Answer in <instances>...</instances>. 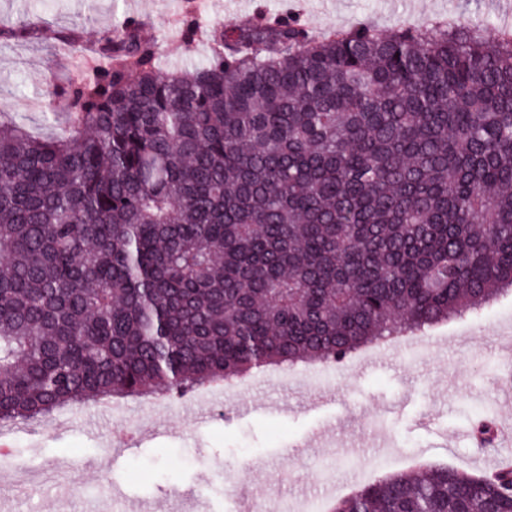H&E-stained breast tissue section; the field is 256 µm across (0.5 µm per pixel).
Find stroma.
I'll return each instance as SVG.
<instances>
[{
    "instance_id": "stroma-1",
    "label": "stroma",
    "mask_w": 512,
    "mask_h": 512,
    "mask_svg": "<svg viewBox=\"0 0 512 512\" xmlns=\"http://www.w3.org/2000/svg\"><path fill=\"white\" fill-rule=\"evenodd\" d=\"M199 20L211 24L301 10L316 34L347 31L372 22L387 30L397 23L435 19L478 24L495 35L512 27V0H197ZM179 0H0V16L45 19L59 27L81 22L98 40L127 16L144 20L160 41L159 68L169 72L206 61L205 45L176 35ZM77 66L55 57L45 43L30 41L0 50V113L33 134H47L36 90L56 72ZM411 356L343 362L332 377L307 390L257 380L245 395H222L220 414L186 396L165 410L150 399L125 401L114 418L111 406L68 408L35 425L7 424L11 455L0 464V500L7 512H248L254 491L275 483L281 498H323L325 490L348 489L378 477L410 471L416 461L448 463L481 474L495 446L475 447L460 437L476 414L512 417L500 404L507 344L512 343V294L475 312L460 314L419 338ZM382 430L397 453L381 460L369 424ZM136 435L132 448L112 444L115 426ZM354 466H346L347 457ZM61 484L80 495L59 496Z\"/></svg>"
}]
</instances>
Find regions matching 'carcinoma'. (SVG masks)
I'll use <instances>...</instances> for the list:
<instances>
[{"label": "carcinoma", "mask_w": 512, "mask_h": 512, "mask_svg": "<svg viewBox=\"0 0 512 512\" xmlns=\"http://www.w3.org/2000/svg\"><path fill=\"white\" fill-rule=\"evenodd\" d=\"M83 32L0 18L69 57ZM202 36L164 74L126 17L43 90L54 133L0 122V424L335 366L512 290V35L186 13ZM419 469L330 512H512V469Z\"/></svg>", "instance_id": "obj_1"}]
</instances>
